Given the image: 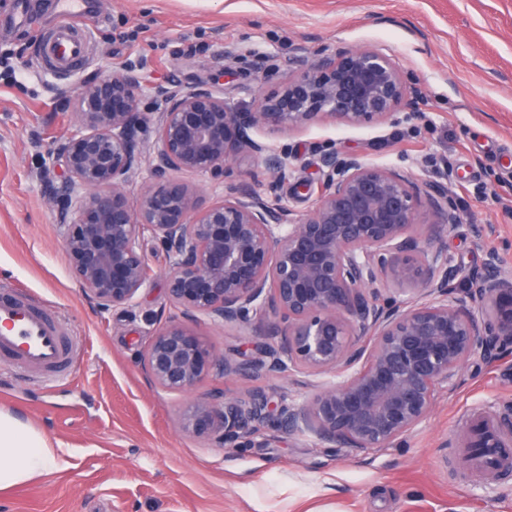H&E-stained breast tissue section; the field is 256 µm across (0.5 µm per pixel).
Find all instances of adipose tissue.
<instances>
[{
    "mask_svg": "<svg viewBox=\"0 0 512 512\" xmlns=\"http://www.w3.org/2000/svg\"><path fill=\"white\" fill-rule=\"evenodd\" d=\"M64 460L42 433L0 410V489L63 468Z\"/></svg>",
    "mask_w": 512,
    "mask_h": 512,
    "instance_id": "1",
    "label": "adipose tissue"
}]
</instances>
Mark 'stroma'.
<instances>
[{
    "label": "stroma",
    "instance_id": "stroma-1",
    "mask_svg": "<svg viewBox=\"0 0 512 512\" xmlns=\"http://www.w3.org/2000/svg\"><path fill=\"white\" fill-rule=\"evenodd\" d=\"M0 0V283L51 305L79 343L67 380L44 387L0 369V409L40 430L65 469L0 491V512H512V477L460 462L468 417L512 415V354L468 368L427 422L379 452L323 448L276 433L265 448H218L176 432L184 397L152 387L139 360L173 314L166 260L132 311L98 313L68 269L39 171L56 138L77 128V96L97 73L189 90L217 83L248 108L276 92L289 57L340 46L390 54L425 94L423 116L295 132L260 130L287 147L298 177L319 183V149L362 152L374 165L462 176L463 209L488 225L512 273V0H97L77 22L86 53L47 81L41 53L57 0Z\"/></svg>",
    "mask_w": 512,
    "mask_h": 512
}]
</instances>
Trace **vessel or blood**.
I'll return each mask as SVG.
<instances>
[{
    "instance_id": "vessel-or-blood-1",
    "label": "vessel or blood",
    "mask_w": 512,
    "mask_h": 512,
    "mask_svg": "<svg viewBox=\"0 0 512 512\" xmlns=\"http://www.w3.org/2000/svg\"><path fill=\"white\" fill-rule=\"evenodd\" d=\"M61 21L46 45L60 66L74 62L85 49V37L72 25L85 11V0H58ZM77 343L51 307L11 288L0 289V365L38 377L53 386L68 377ZM465 466L487 474L512 468V448H488L465 455Z\"/></svg>"
}]
</instances>
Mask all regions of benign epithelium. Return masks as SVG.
Returning <instances> with one entry per match:
<instances>
[{
  "mask_svg": "<svg viewBox=\"0 0 512 512\" xmlns=\"http://www.w3.org/2000/svg\"><path fill=\"white\" fill-rule=\"evenodd\" d=\"M286 67L280 91L256 97L250 112L205 82L182 91L144 88L125 72L86 79L77 130L54 142L40 173L43 197L71 275L99 312L137 306L152 277L145 235L165 255L166 298L181 318L165 321L140 359L154 387L187 394L210 378L343 376L311 386L298 403L270 388H220L183 406L178 432L254 448L275 429L323 448L379 451L421 427L465 367L512 351V275L486 247L483 224L469 225L479 265L448 255V237L463 222L449 161L417 176L330 148L319 153L314 192L296 178L288 149L258 138L261 129L323 121L421 118L423 92L396 61L338 47ZM147 96L161 102L157 111H142ZM244 157L269 174L262 189L244 180L203 207L176 178L222 183ZM145 174L151 183L129 198L126 187ZM291 180L315 193L307 209L281 203ZM454 281L466 283L463 295L449 288ZM268 313V335L280 341L249 354L219 353L198 330L202 322L247 329Z\"/></svg>",
  "mask_w": 512,
  "mask_h": 512,
  "instance_id": "7a95c632",
  "label": "benign epithelium"
}]
</instances>
